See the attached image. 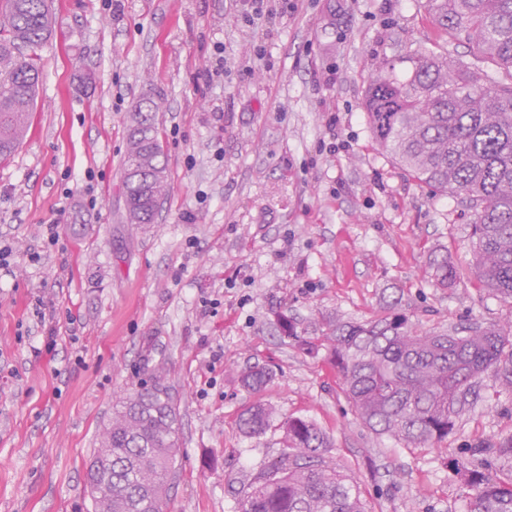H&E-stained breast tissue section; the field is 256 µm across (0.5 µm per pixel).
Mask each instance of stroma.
Here are the masks:
<instances>
[{
    "label": "stroma",
    "instance_id": "obj_1",
    "mask_svg": "<svg viewBox=\"0 0 512 512\" xmlns=\"http://www.w3.org/2000/svg\"><path fill=\"white\" fill-rule=\"evenodd\" d=\"M54 0L30 128L0 161V512H93L86 463L112 403L160 382L180 416L168 512H237L242 490L286 443L244 436L262 400L328 435L367 512H464L449 477L460 449L512 438V393L484 379L442 443L407 448L366 428L325 353L280 337L366 321L397 301L423 331L512 328V299L479 288L472 212L380 150L364 100L379 63L421 52L469 61L426 0ZM223 48V69L202 78ZM162 97L170 192L154 223L125 222L121 161L143 95ZM57 244L44 247V225ZM444 251L454 284L434 285ZM56 345L42 349L39 300ZM274 373L260 395L237 369Z\"/></svg>",
    "mask_w": 512,
    "mask_h": 512
}]
</instances>
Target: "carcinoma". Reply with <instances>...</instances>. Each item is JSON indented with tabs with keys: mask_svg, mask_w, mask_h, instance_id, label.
I'll return each instance as SVG.
<instances>
[{
	"mask_svg": "<svg viewBox=\"0 0 512 512\" xmlns=\"http://www.w3.org/2000/svg\"><path fill=\"white\" fill-rule=\"evenodd\" d=\"M432 22L448 39L477 41L495 66L461 57L408 58L404 77L385 60L370 81L365 111L381 150L421 184L463 197L473 213L475 277L512 299V0H427ZM53 0H0V160L29 129L40 81L38 50L54 35ZM160 98L147 95L129 116L123 162L126 218L151 224L168 192L167 163L156 126ZM446 288L448 256L430 263ZM281 336L312 354L326 348L359 420L408 447L442 442L467 397L484 377L512 390V330L471 324L461 333L419 331L396 303L375 319H333L321 337L299 334L286 315ZM272 380L264 365L247 366L243 388L261 393ZM275 410L257 401L240 416L247 437L271 426ZM287 447L239 499V512H366L357 482L325 456L329 438L307 418L281 423ZM179 414L156 382L118 398L86 467L95 512H166L179 441ZM512 462V438L471 448L453 460L467 487L465 512H512V469L496 478L480 466Z\"/></svg>",
	"mask_w": 512,
	"mask_h": 512,
	"instance_id": "1",
	"label": "carcinoma"
}]
</instances>
